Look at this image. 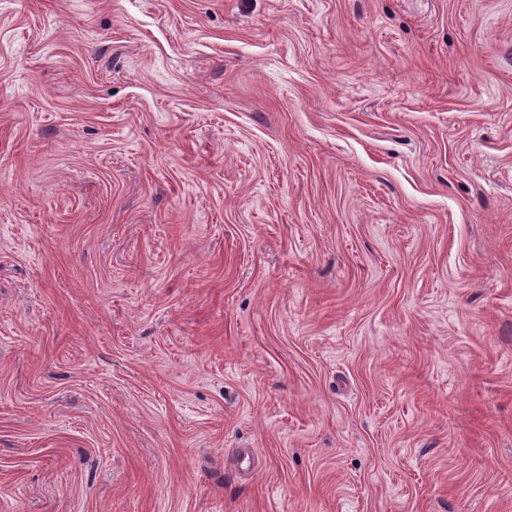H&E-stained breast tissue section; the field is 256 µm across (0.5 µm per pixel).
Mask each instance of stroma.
<instances>
[{
    "label": "stroma",
    "instance_id": "35a3bbf8",
    "mask_svg": "<svg viewBox=\"0 0 512 512\" xmlns=\"http://www.w3.org/2000/svg\"><path fill=\"white\" fill-rule=\"evenodd\" d=\"M0 512H512V0H0Z\"/></svg>",
    "mask_w": 512,
    "mask_h": 512
}]
</instances>
